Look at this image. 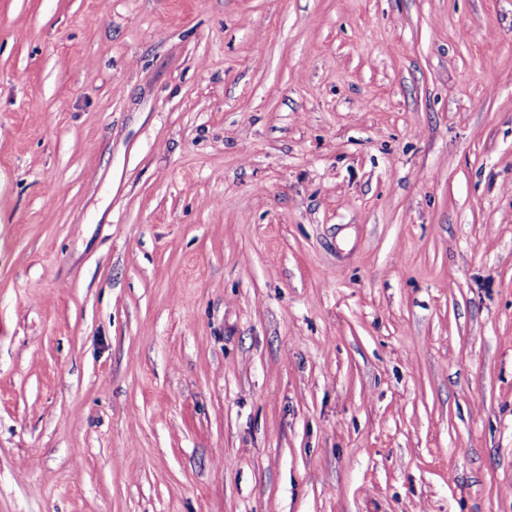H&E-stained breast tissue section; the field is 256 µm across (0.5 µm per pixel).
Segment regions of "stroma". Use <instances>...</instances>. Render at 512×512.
<instances>
[{"label": "stroma", "instance_id": "35a3bbf8", "mask_svg": "<svg viewBox=\"0 0 512 512\" xmlns=\"http://www.w3.org/2000/svg\"><path fill=\"white\" fill-rule=\"evenodd\" d=\"M0 512H512V0H0Z\"/></svg>", "mask_w": 512, "mask_h": 512}]
</instances>
